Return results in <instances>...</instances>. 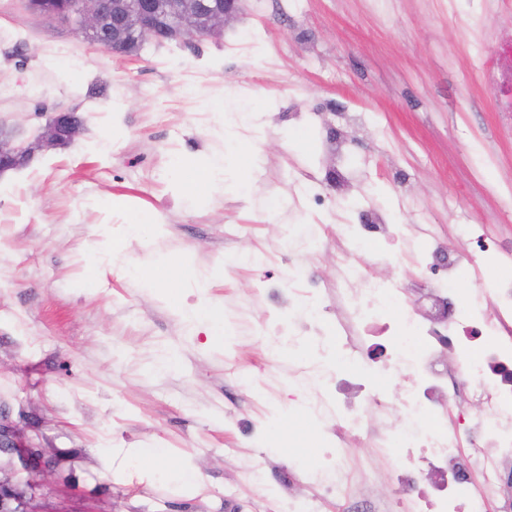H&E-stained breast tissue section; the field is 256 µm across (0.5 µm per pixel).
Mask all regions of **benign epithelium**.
Masks as SVG:
<instances>
[{"label":"benign epithelium","mask_w":512,"mask_h":512,"mask_svg":"<svg viewBox=\"0 0 512 512\" xmlns=\"http://www.w3.org/2000/svg\"><path fill=\"white\" fill-rule=\"evenodd\" d=\"M245 0H64L59 8L42 0H24L32 14L68 23L76 32H95L104 50L128 56V39L147 36L156 42L184 44L219 35L224 25L244 8ZM84 120L74 110L55 113L41 141L51 144L73 141ZM34 158V148L0 138V173L16 170ZM7 453L31 474L41 471L43 452L15 441V431L0 424V453ZM27 492L12 482L11 472L0 469V512H31Z\"/></svg>","instance_id":"1"}]
</instances>
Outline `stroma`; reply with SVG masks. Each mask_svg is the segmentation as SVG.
<instances>
[{
	"mask_svg": "<svg viewBox=\"0 0 512 512\" xmlns=\"http://www.w3.org/2000/svg\"><path fill=\"white\" fill-rule=\"evenodd\" d=\"M511 41L512 0H246L223 34L128 59L0 0V135L29 144L53 113L84 118L74 142L0 174V420L45 452L40 512H288L294 497L336 512L317 486L288 487L327 441L264 337L188 334L178 308L200 295L163 276L141 287L126 263L208 272L202 296L228 314L295 262L335 288L337 225L377 215L456 253L479 235L511 246L512 112L473 62L474 46L490 58ZM221 99L256 109L254 154L226 159L245 191L199 179L223 148L203 103ZM146 210L155 224L126 245L114 225ZM292 224L322 225L321 252L289 255ZM249 249L269 265L226 268ZM363 262L420 299L414 256ZM126 448L201 477L142 471Z\"/></svg>",
	"mask_w": 512,
	"mask_h": 512,
	"instance_id": "35a3bbf8",
	"label": "stroma"
}]
</instances>
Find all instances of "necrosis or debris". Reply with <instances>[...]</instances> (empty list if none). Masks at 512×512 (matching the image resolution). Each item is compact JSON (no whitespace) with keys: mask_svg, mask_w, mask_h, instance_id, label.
Instances as JSON below:
<instances>
[{"mask_svg":"<svg viewBox=\"0 0 512 512\" xmlns=\"http://www.w3.org/2000/svg\"><path fill=\"white\" fill-rule=\"evenodd\" d=\"M345 246L336 256V299L344 306L335 331L345 376L308 361L288 375L303 404L332 436L306 478L325 492L346 491L353 512H512V280L492 277L474 257L450 256L433 237L413 240L412 254L442 275L426 290L419 311L393 282L368 275L361 258L379 240L408 238L404 224H340ZM488 272L487 291L464 288L474 268ZM300 265L288 271L287 340L267 339L269 362L301 352L308 332L323 329L325 306ZM383 319L388 357L376 363L365 331ZM365 441L395 462L397 499L385 504L367 493L375 471L353 463L351 440Z\"/></svg>","mask_w":512,"mask_h":512,"instance_id":"4bbe7bcc","label":"necrosis or debris"}]
</instances>
